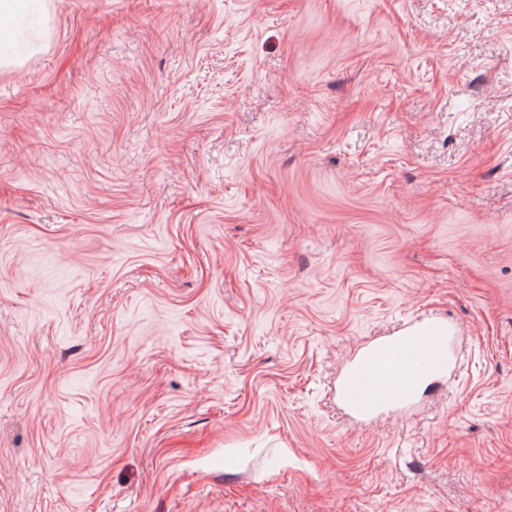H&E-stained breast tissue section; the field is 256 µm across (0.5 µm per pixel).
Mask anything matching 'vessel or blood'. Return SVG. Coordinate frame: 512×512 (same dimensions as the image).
<instances>
[{
  "label": "vessel or blood",
  "instance_id": "b4317fda",
  "mask_svg": "<svg viewBox=\"0 0 512 512\" xmlns=\"http://www.w3.org/2000/svg\"><path fill=\"white\" fill-rule=\"evenodd\" d=\"M455 335L447 321L429 319L365 346L339 377L341 403L361 418L411 403L427 381L447 372Z\"/></svg>",
  "mask_w": 512,
  "mask_h": 512
}]
</instances>
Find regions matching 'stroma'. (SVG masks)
<instances>
[{"mask_svg": "<svg viewBox=\"0 0 512 512\" xmlns=\"http://www.w3.org/2000/svg\"><path fill=\"white\" fill-rule=\"evenodd\" d=\"M13 21L0 512H512V0ZM437 317L447 373L349 418ZM455 335L448 321L429 319L365 346L339 377L341 403L360 418L411 403L427 381L448 371Z\"/></svg>", "mask_w": 512, "mask_h": 512, "instance_id": "35a3bbf8", "label": "stroma"}]
</instances>
